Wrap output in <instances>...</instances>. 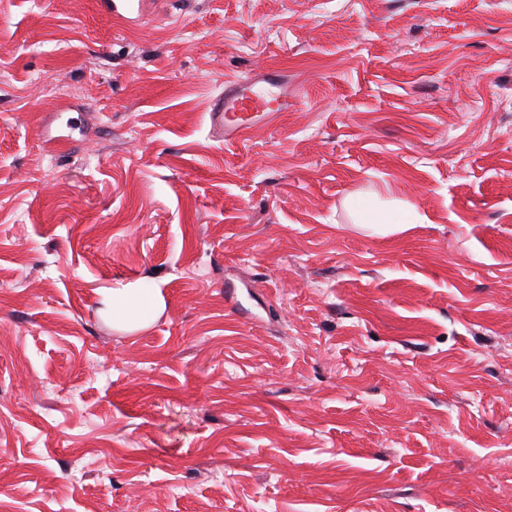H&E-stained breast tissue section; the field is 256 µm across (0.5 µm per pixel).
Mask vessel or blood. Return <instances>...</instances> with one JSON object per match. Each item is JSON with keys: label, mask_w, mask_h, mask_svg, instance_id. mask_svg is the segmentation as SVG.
Wrapping results in <instances>:
<instances>
[{"label": "vessel or blood", "mask_w": 512, "mask_h": 512, "mask_svg": "<svg viewBox=\"0 0 512 512\" xmlns=\"http://www.w3.org/2000/svg\"><path fill=\"white\" fill-rule=\"evenodd\" d=\"M98 13L118 26L140 25L147 13V0H95ZM267 91L263 79L225 83L223 92L214 96L208 118L211 128L234 142L252 125L267 117Z\"/></svg>", "instance_id": "b4317fda"}]
</instances>
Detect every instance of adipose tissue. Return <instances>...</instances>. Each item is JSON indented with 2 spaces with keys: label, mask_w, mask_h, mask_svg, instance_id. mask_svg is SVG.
<instances>
[{
  "label": "adipose tissue",
  "mask_w": 512,
  "mask_h": 512,
  "mask_svg": "<svg viewBox=\"0 0 512 512\" xmlns=\"http://www.w3.org/2000/svg\"><path fill=\"white\" fill-rule=\"evenodd\" d=\"M350 206L360 224L396 230L403 224H425L429 221L428 216L412 204L387 209L375 198L358 196L351 200ZM103 304L112 314L113 327L133 332L149 327L152 317L163 307L164 299L160 288H147L136 281L106 289Z\"/></svg>",
  "instance_id": "ef3b65f1"
}]
</instances>
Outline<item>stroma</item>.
<instances>
[{"label":"stroma","mask_w":512,"mask_h":512,"mask_svg":"<svg viewBox=\"0 0 512 512\" xmlns=\"http://www.w3.org/2000/svg\"><path fill=\"white\" fill-rule=\"evenodd\" d=\"M0 512H512V0H0ZM147 0H95L98 13L118 26H138L145 19ZM264 83L279 87V81L268 74L266 78L225 83L224 91L212 98L208 112L210 126L218 134L224 135V142L239 140L262 118L274 116L277 114L275 112L288 111V96L283 91L275 97L277 108L272 112L267 111L268 92ZM356 224H371L385 229L400 230V224H425L429 218L415 205L406 204L396 209H386L373 197L358 196L351 200ZM148 282L151 288H142ZM103 304L106 312H112L113 328L133 332L149 327L152 317L163 307L164 299L154 281L141 279L106 289Z\"/></svg>","instance_id":"1"}]
</instances>
